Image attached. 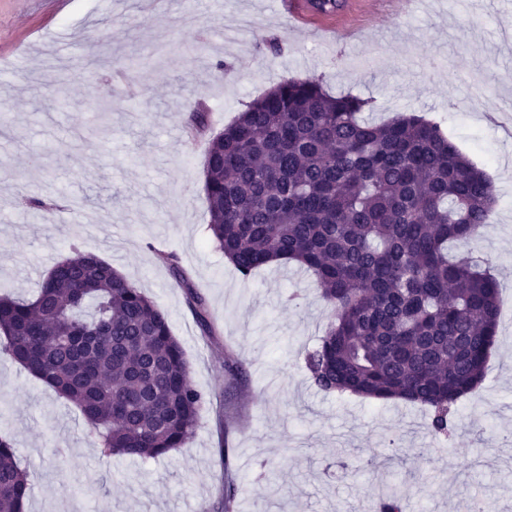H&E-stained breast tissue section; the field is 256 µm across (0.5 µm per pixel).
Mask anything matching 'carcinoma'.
I'll return each instance as SVG.
<instances>
[{"instance_id":"cac0c4a2","label":"carcinoma","mask_w":512,"mask_h":512,"mask_svg":"<svg viewBox=\"0 0 512 512\" xmlns=\"http://www.w3.org/2000/svg\"><path fill=\"white\" fill-rule=\"evenodd\" d=\"M368 102L316 77L285 80L214 136L204 160L216 249L244 277L274 261L314 276L333 308L306 368L325 392L402 398L451 429L482 383L499 326L496 276L463 248L498 204L486 173L425 114L375 123ZM460 246L448 256V244ZM52 269L30 299L0 296L6 351L73 402L106 456H151L192 438L201 406L167 316L89 252ZM209 328L207 303L190 292ZM30 492L0 435V512ZM387 486L380 512H403Z\"/></svg>"}]
</instances>
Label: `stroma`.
<instances>
[{"mask_svg":"<svg viewBox=\"0 0 512 512\" xmlns=\"http://www.w3.org/2000/svg\"><path fill=\"white\" fill-rule=\"evenodd\" d=\"M340 11L312 32L270 0H0V294L32 297L74 251L100 254L167 314L203 398L184 447L106 457L77 407L0 353V435L28 473L27 512H213L228 478L236 512H378L386 485L406 512H467L489 492L512 512V58L496 51L512 14L500 0H420L393 20L360 0ZM312 76L370 100L377 121L428 114L499 186L472 246L500 282L498 338L450 435L430 433L426 406L317 388L306 358L331 310L312 276L293 264L242 276L210 239V137ZM107 95L103 138L91 128ZM197 103L207 128L192 135Z\"/></svg>","mask_w":512,"mask_h":512,"instance_id":"stroma-1","label":"stroma"}]
</instances>
